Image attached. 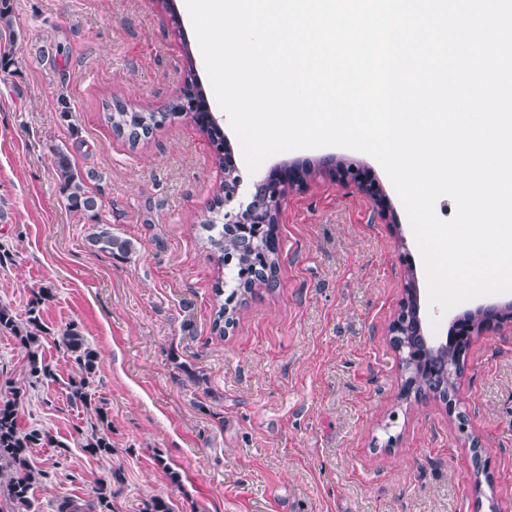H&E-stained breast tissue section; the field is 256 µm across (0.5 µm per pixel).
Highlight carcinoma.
Here are the masks:
<instances>
[{
  "mask_svg": "<svg viewBox=\"0 0 512 512\" xmlns=\"http://www.w3.org/2000/svg\"><path fill=\"white\" fill-rule=\"evenodd\" d=\"M186 57L188 75L183 87V96L202 100L205 92L195 74L192 55L188 53ZM179 109L180 104L174 100L165 112H138L127 102L115 100L113 106L107 107L105 118L116 136L127 139L134 146L145 141L154 129L161 126ZM196 117L209 134L219 165H224L223 128L211 123L207 112H198ZM55 165L66 208L95 221V232L89 237L91 247L114 258H129V255L135 252L133 242L113 234L112 225L99 220L101 203L88 190V180L94 178V175L77 169L68 153L62 149L55 152ZM222 219L224 183L221 182L213 190L209 208L200 217V227L208 232L204 245L209 251V256L221 266L224 265V260H230L233 278L236 280L247 279V275L253 273V268L257 266L261 268L257 283L268 288L273 287L279 259L277 225H264L254 248L247 250L239 246L236 237L224 235ZM213 292L216 308L213 330L222 335L224 326L234 323L235 317L232 312L226 313L224 308V281L217 280ZM48 296L47 291H40L35 295L23 323L18 322L8 308L0 307V332L12 333L28 349L29 376L40 383L54 381V373L40 353L43 333L40 306ZM59 347L78 369L77 375L68 382V397L71 404L93 410L96 420L90 435L80 441V447L93 456H110L112 421L108 410L95 404L92 398L91 383L99 365L98 353L82 332L73 325L62 332ZM19 400L20 396L16 394L0 400V476L5 473L10 475L6 492L14 512H33L32 485L35 475L30 467L27 451L40 445L45 435L37 430L20 429ZM89 507L93 512H112L111 484L105 482L98 486L95 491V502L89 504Z\"/></svg>",
  "mask_w": 512,
  "mask_h": 512,
  "instance_id": "cac0c4a2",
  "label": "carcinoma"
}]
</instances>
